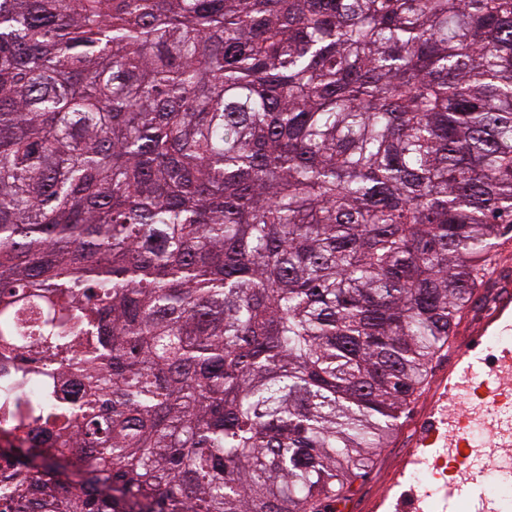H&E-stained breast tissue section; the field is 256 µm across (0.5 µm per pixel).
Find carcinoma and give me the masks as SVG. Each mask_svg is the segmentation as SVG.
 Listing matches in <instances>:
<instances>
[{
    "mask_svg": "<svg viewBox=\"0 0 512 512\" xmlns=\"http://www.w3.org/2000/svg\"><path fill=\"white\" fill-rule=\"evenodd\" d=\"M511 231L512 0H0V512H336Z\"/></svg>",
    "mask_w": 512,
    "mask_h": 512,
    "instance_id": "obj_1",
    "label": "carcinoma"
}]
</instances>
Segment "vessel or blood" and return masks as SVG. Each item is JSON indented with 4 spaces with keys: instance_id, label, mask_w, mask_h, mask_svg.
I'll return each mask as SVG.
<instances>
[{
    "instance_id": "vessel-or-blood-1",
    "label": "vessel or blood",
    "mask_w": 512,
    "mask_h": 512,
    "mask_svg": "<svg viewBox=\"0 0 512 512\" xmlns=\"http://www.w3.org/2000/svg\"><path fill=\"white\" fill-rule=\"evenodd\" d=\"M483 299L470 309V340L448 350L427 403L407 431L406 452L396 478L419 470L427 449L456 451L489 438L512 448V266L495 267Z\"/></svg>"
}]
</instances>
